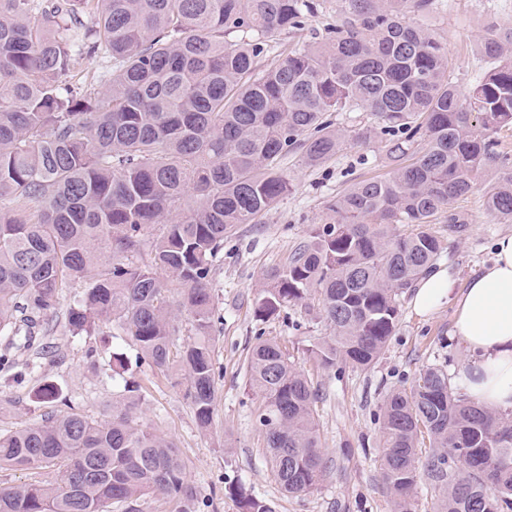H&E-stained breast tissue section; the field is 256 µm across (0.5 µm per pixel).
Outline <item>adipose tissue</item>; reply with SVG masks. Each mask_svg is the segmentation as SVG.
Segmentation results:
<instances>
[{"label": "adipose tissue", "mask_w": 512, "mask_h": 512, "mask_svg": "<svg viewBox=\"0 0 512 512\" xmlns=\"http://www.w3.org/2000/svg\"><path fill=\"white\" fill-rule=\"evenodd\" d=\"M453 286L448 269L422 275L414 284L413 308L423 315L455 301L453 334L470 358L456 371L454 387L485 408L512 410V234L497 240L492 264L461 297H454Z\"/></svg>", "instance_id": "adipose-tissue-1"}]
</instances>
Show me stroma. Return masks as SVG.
I'll list each match as a JSON object with an SVG mask.
<instances>
[{
  "label": "stroma",
  "mask_w": 512,
  "mask_h": 512,
  "mask_svg": "<svg viewBox=\"0 0 512 512\" xmlns=\"http://www.w3.org/2000/svg\"><path fill=\"white\" fill-rule=\"evenodd\" d=\"M406 20L434 31L446 44L454 77L465 92L480 66L476 43L488 26L512 28V0H448L443 10L410 12ZM387 145L386 137L373 134L365 144L347 143L334 161L319 168L289 155L285 172L293 190L260 223L240 225L225 238L214 286L223 323L214 331L220 377L211 430L197 426L185 387L176 377L147 368L137 372L145 394L138 422L174 442L202 512H238L226 491L230 485L273 503L275 512H393L378 463L380 407L388 392L411 389L423 370L438 367L450 373L468 360L463 344L452 334L454 304L420 315L412 306L411 292H403L396 332L382 356L365 369L342 361L330 370L318 366L309 349L330 329L308 306L292 305L267 319L255 313L266 269L283 264L307 240L312 225L332 222L329 202L337 194L355 182L385 174ZM455 207L467 220L465 232L452 238L447 225L436 224L432 230L445 242L435 265L448 269L460 292L491 262L495 241L512 233V222L487 212L478 192L458 200ZM260 336L286 346L291 360L322 394L316 419L328 471L314 490L299 497L283 494L272 475L257 421L260 400L247 383V353ZM51 340L59 350L58 362H36L33 351L19 343L14 357L35 362V370L20 377L15 369L0 366L1 433L40 420L48 407L37 394L47 384L61 388L72 408L90 418L103 419L111 408L116 387L110 378L88 368L89 337L57 331Z\"/></svg>",
  "instance_id": "35a3bbf8"
}]
</instances>
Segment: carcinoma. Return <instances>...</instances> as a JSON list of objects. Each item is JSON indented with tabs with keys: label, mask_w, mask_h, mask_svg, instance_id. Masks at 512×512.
Masks as SVG:
<instances>
[{
	"label": "carcinoma",
	"mask_w": 512,
	"mask_h": 512,
	"mask_svg": "<svg viewBox=\"0 0 512 512\" xmlns=\"http://www.w3.org/2000/svg\"><path fill=\"white\" fill-rule=\"evenodd\" d=\"M436 0H347L336 22L295 39L323 0H0V338L65 315L71 335L114 327L135 367L176 372L198 427L214 424L216 308L224 236L256 224L292 189L282 165L335 159L368 112L389 136L388 172L355 183L284 264L265 274L267 318L315 296L331 333L310 349L324 370L368 368L396 331L399 296L465 230L453 203L476 176L486 209L512 221V31L489 29L480 67L461 92L445 44L404 20ZM289 35L282 42L281 35ZM270 59L264 67L257 58ZM87 59L94 66L77 68ZM162 225L148 237L147 229ZM406 224L394 236L388 227ZM191 317L178 342L177 313ZM51 363L57 350L26 335ZM123 384L107 420L52 410L0 433V470H34L0 488V512H143L149 498L200 512L175 444L136 423L144 401L128 360H108ZM274 479L289 496L314 490L328 465L318 391L282 346L257 338L247 362ZM382 474L395 512H411L420 482L434 512H512V415L455 393L430 367L392 391L380 415ZM239 512H274L240 487Z\"/></svg>",
	"instance_id": "obj_1"
}]
</instances>
